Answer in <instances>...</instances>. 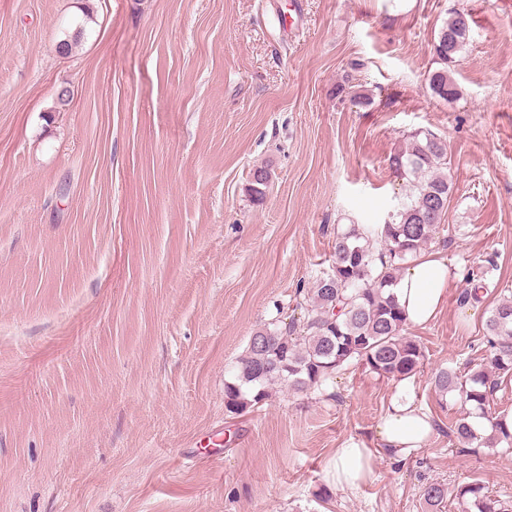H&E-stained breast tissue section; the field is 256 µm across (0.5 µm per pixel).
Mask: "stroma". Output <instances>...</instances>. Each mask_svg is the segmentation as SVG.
I'll list each match as a JSON object with an SVG mask.
<instances>
[{
  "label": "stroma",
  "mask_w": 512,
  "mask_h": 512,
  "mask_svg": "<svg viewBox=\"0 0 512 512\" xmlns=\"http://www.w3.org/2000/svg\"><path fill=\"white\" fill-rule=\"evenodd\" d=\"M455 10L447 103L427 76ZM421 130L452 156L427 250L457 277L406 330L420 370L353 364L228 413L251 336L306 302L338 230L384 222L407 190L388 159ZM509 294L512 0H0V512H427L425 484L473 480L512 498V452L460 445L465 406L432 385L484 364ZM401 388L434 422L404 458L377 430ZM350 441L378 451L353 491L327 477ZM469 34L468 15L461 11H453L438 32L434 49L439 67L429 74L428 86L432 94L445 102L453 101L459 96L452 68L460 61L466 50ZM271 179L272 175L267 167L260 166L253 169L251 179L247 187L249 196L255 201L263 200Z\"/></svg>",
  "instance_id": "1"
}]
</instances>
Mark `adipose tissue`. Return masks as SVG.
I'll list each match as a JSON object with an SVG mask.
<instances>
[{
    "instance_id": "obj_1",
    "label": "adipose tissue",
    "mask_w": 512,
    "mask_h": 512,
    "mask_svg": "<svg viewBox=\"0 0 512 512\" xmlns=\"http://www.w3.org/2000/svg\"><path fill=\"white\" fill-rule=\"evenodd\" d=\"M454 274L447 262L433 255L416 259L393 287L406 323L421 326L436 316L445 302L446 288ZM386 448L398 454L426 445L434 431L430 417L405 392H398L378 427ZM374 453L366 445L347 443L337 449L328 471L336 486L353 490L372 472Z\"/></svg>"
}]
</instances>
